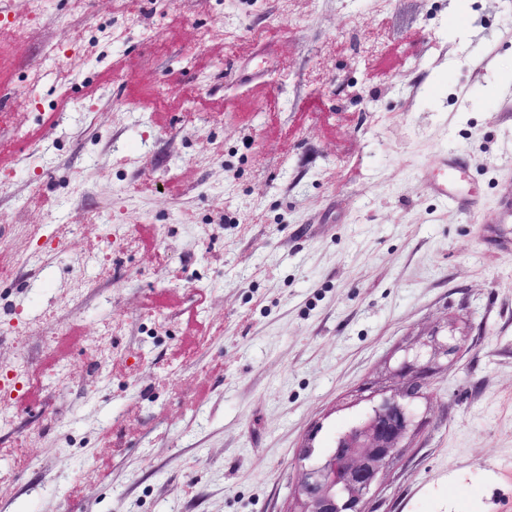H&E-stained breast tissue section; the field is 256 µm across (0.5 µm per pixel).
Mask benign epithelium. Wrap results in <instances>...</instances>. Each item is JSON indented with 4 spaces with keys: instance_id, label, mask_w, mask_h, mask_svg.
Segmentation results:
<instances>
[{
    "instance_id": "1",
    "label": "benign epithelium",
    "mask_w": 512,
    "mask_h": 512,
    "mask_svg": "<svg viewBox=\"0 0 512 512\" xmlns=\"http://www.w3.org/2000/svg\"><path fill=\"white\" fill-rule=\"evenodd\" d=\"M461 342L434 330L406 352L394 375L395 385L371 392V411L344 429L328 456L312 466L299 465L289 512H366V500L379 489L389 468L416 431L408 409L410 392L423 394L427 378Z\"/></svg>"
}]
</instances>
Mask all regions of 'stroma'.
Instances as JSON below:
<instances>
[{
	"instance_id": "obj_1",
	"label": "stroma",
	"mask_w": 512,
	"mask_h": 512,
	"mask_svg": "<svg viewBox=\"0 0 512 512\" xmlns=\"http://www.w3.org/2000/svg\"><path fill=\"white\" fill-rule=\"evenodd\" d=\"M49 2L0 19V363L16 330L29 360L0 512H287L305 443L439 325L464 346L366 512H512V0ZM450 151L472 211L428 187ZM99 282L97 280H82L74 284L72 289L73 296L69 299H64L60 302L57 310L50 318V323L47 327V332L51 335H57L54 328H62L63 324L70 323V304L78 298L83 301L99 291ZM125 329V322L114 321L99 332L97 336L90 338V345L101 363H109L117 356L116 347L112 344V333L119 334Z\"/></svg>"
}]
</instances>
